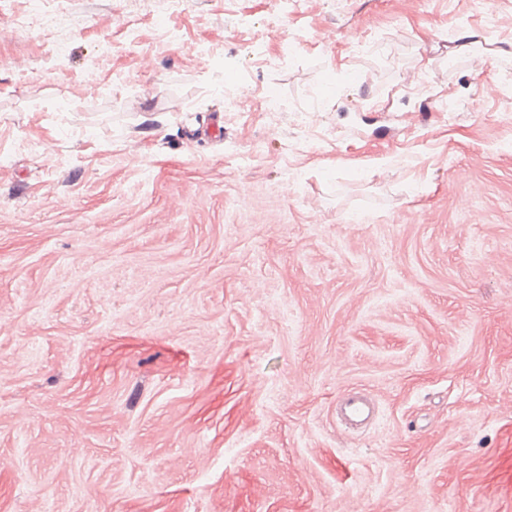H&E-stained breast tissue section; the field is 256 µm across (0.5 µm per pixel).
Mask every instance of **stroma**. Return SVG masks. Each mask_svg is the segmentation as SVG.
I'll return each instance as SVG.
<instances>
[{
	"mask_svg": "<svg viewBox=\"0 0 512 512\" xmlns=\"http://www.w3.org/2000/svg\"><path fill=\"white\" fill-rule=\"evenodd\" d=\"M26 9L0 512H512V0ZM376 417V404L362 388H353L336 402V423L349 431L366 428Z\"/></svg>",
	"mask_w": 512,
	"mask_h": 512,
	"instance_id": "35a3bbf8",
	"label": "stroma"
}]
</instances>
